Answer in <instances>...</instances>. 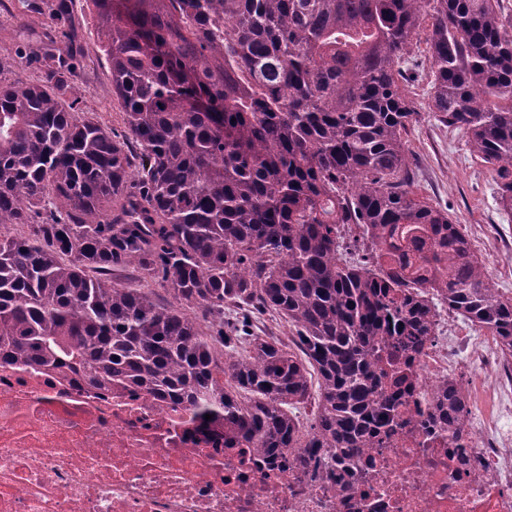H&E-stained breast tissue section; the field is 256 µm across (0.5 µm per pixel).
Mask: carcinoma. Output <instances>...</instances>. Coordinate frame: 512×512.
Masks as SVG:
<instances>
[{
    "mask_svg": "<svg viewBox=\"0 0 512 512\" xmlns=\"http://www.w3.org/2000/svg\"><path fill=\"white\" fill-rule=\"evenodd\" d=\"M120 137L72 97L74 57L0 78V359L165 394L231 442L341 463L397 424L437 307L512 355V296L411 189L402 64L512 209L503 0H89ZM65 46L67 0H28ZM173 301L122 284L128 270ZM200 309L203 319L189 310ZM268 311L295 332L252 331ZM317 388L305 434L289 408ZM436 422L464 448L468 395Z\"/></svg>",
    "mask_w": 512,
    "mask_h": 512,
    "instance_id": "carcinoma-1",
    "label": "carcinoma"
}]
</instances>
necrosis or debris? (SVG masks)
Masks as SVG:
<instances>
[{"instance_id":"4bbe7bcc","label":"necrosis or debris","mask_w":512,"mask_h":512,"mask_svg":"<svg viewBox=\"0 0 512 512\" xmlns=\"http://www.w3.org/2000/svg\"><path fill=\"white\" fill-rule=\"evenodd\" d=\"M403 423L340 471L224 445L222 425L137 391L0 360V512H512V362L440 317L412 365ZM495 387L464 451L430 425L438 385ZM345 478L348 490L336 487Z\"/></svg>"}]
</instances>
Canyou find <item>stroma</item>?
Here are the masks:
<instances>
[{"mask_svg":"<svg viewBox=\"0 0 512 512\" xmlns=\"http://www.w3.org/2000/svg\"><path fill=\"white\" fill-rule=\"evenodd\" d=\"M11 8V17H0V77L39 78L34 55L45 46L51 26L44 17L27 13L20 0H13ZM70 20L80 35L74 75L79 105L96 113L117 135H124L126 128L112 102L108 68L98 49L87 0H72ZM20 53L27 56L21 64L16 61ZM429 81L428 53L421 45L401 83L417 114L407 135L412 190L448 210L470 238L492 286L512 293V211L502 207L493 174L470 155L465 134L443 125L431 112Z\"/></svg>","mask_w":512,"mask_h":512,"instance_id":"obj_1","label":"stroma"}]
</instances>
